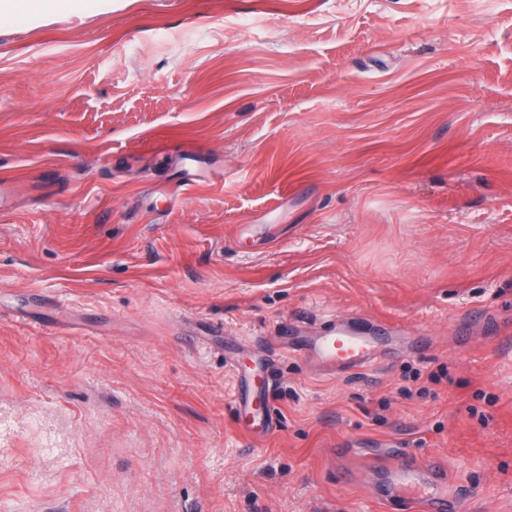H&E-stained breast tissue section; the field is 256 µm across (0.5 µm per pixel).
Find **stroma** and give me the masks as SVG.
<instances>
[{
  "label": "stroma",
  "mask_w": 512,
  "mask_h": 512,
  "mask_svg": "<svg viewBox=\"0 0 512 512\" xmlns=\"http://www.w3.org/2000/svg\"><path fill=\"white\" fill-rule=\"evenodd\" d=\"M2 183L0 512H420L402 449L512 512V0L0 21ZM358 316L369 366L308 355Z\"/></svg>",
  "instance_id": "1"
}]
</instances>
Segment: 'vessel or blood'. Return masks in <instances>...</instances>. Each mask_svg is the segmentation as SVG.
<instances>
[{"mask_svg": "<svg viewBox=\"0 0 512 512\" xmlns=\"http://www.w3.org/2000/svg\"><path fill=\"white\" fill-rule=\"evenodd\" d=\"M307 350L329 368H362L371 363L379 350L374 333L350 321H335L313 336ZM384 496L419 501L426 512H462L464 501L449 494L446 470L435 461L415 463L399 458L380 471Z\"/></svg>", "mask_w": 512, "mask_h": 512, "instance_id": "obj_1", "label": "vessel or blood"}]
</instances>
